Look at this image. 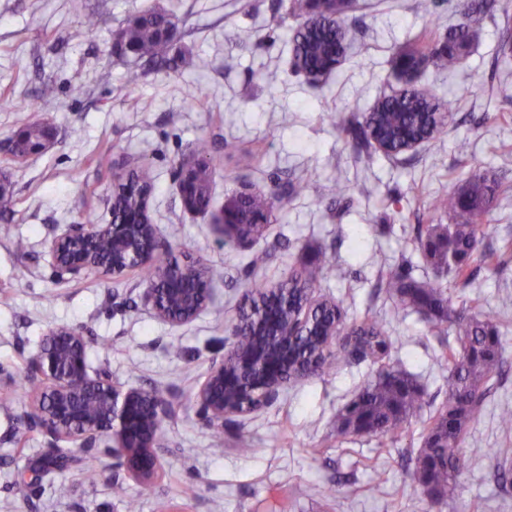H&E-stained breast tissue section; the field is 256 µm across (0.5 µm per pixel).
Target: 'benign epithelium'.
Segmentation results:
<instances>
[{"mask_svg":"<svg viewBox=\"0 0 512 512\" xmlns=\"http://www.w3.org/2000/svg\"><path fill=\"white\" fill-rule=\"evenodd\" d=\"M340 56L319 55L315 61L296 60V67L311 79L329 75ZM195 163L183 160L177 170V189L184 208L199 212L192 198ZM210 224L227 240L240 241L233 212L224 209L211 215ZM169 251L167 240L157 226L139 211L106 224H67L49 242L50 264L59 275L94 273L121 277L154 264L158 255ZM204 269L199 261L186 259L178 273L169 269L148 281L146 301L155 315L171 324L195 319L211 302L212 281L201 283ZM306 301L295 319L287 317L268 324H256V350L246 355L230 344L224 357L211 364L196 394L207 422L224 426V421L242 417L271 403L288 383L305 379L317 368L315 361L288 362L299 329L310 311L321 304L314 289H305ZM342 324L324 333L320 352L329 355L336 346H351ZM39 380L30 414L31 423L54 441L85 448L112 434V447L123 468L141 483H150L161 469L155 440L163 425L165 411L153 391L130 388L120 391L111 380L92 377L88 372L87 342L83 334L66 325L55 326L44 336L30 360Z\"/></svg>","mask_w":512,"mask_h":512,"instance_id":"7a95c632","label":"benign epithelium"}]
</instances>
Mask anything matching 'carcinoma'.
I'll return each mask as SVG.
<instances>
[{"label": "carcinoma", "instance_id": "carcinoma-1", "mask_svg": "<svg viewBox=\"0 0 512 512\" xmlns=\"http://www.w3.org/2000/svg\"><path fill=\"white\" fill-rule=\"evenodd\" d=\"M318 0H289L287 11L292 14L310 16L314 14ZM173 25L170 16L163 10H147L128 17L119 31L116 44L128 48L135 62L161 61L168 69L177 68L176 57L167 55L168 43L162 38V30ZM345 32L341 22L328 15L322 17L321 25L314 33L299 27L293 35L294 52L297 57H309L313 50H340ZM400 59L412 64L421 59L438 69L453 66V50L434 44L427 51L414 50L403 53ZM439 104L421 91H407L385 102L370 112L361 115L359 122L362 134L372 131L385 141L386 155L400 154L403 137H434L443 128V121L435 116ZM44 123L33 122L21 128L22 138L16 143L14 154L21 157L33 140L40 137ZM198 168L203 176L204 188L201 199L210 201L209 182L211 160L206 146L195 149ZM497 191L495 182L486 173L471 169L464 190L458 194L442 197L434 202V208L448 213L452 224L442 227L430 225L427 238L420 247L436 277L417 280L404 267H390L381 273L387 293L397 302V310L423 314L439 329L443 336L442 323L448 321L450 298L438 276L448 275L456 281L469 283L471 263L493 266L497 254L478 249V233L485 216L490 211L491 201ZM230 206L236 208L240 219L248 215H269L272 203L263 193H256L242 203L233 199ZM310 267L305 283H314L316 275L340 277L342 271L335 262L322 253L307 257ZM282 288L288 295H280L281 301L271 304L265 299V285L255 284L249 290L251 304L243 316L251 319L259 314L267 320L294 314L301 308L297 294L299 285L285 282ZM341 314L338 302L325 301L314 312L319 328L325 330L333 323L334 315ZM455 342L441 339L442 351L438 356L441 369L448 373V393L441 406L429 416L421 435V448L414 461L413 479L435 502L446 504L457 496L460 473V448L470 424L481 410L482 398L489 383L502 371V354L488 355L484 349L491 343L500 344L499 328L494 318L484 312L464 309L454 319ZM355 339L368 348L386 350L381 328L374 320L364 319L353 326ZM425 406L424 392L412 374L405 370L385 367L367 381L336 416V433L340 436L395 437L404 432L412 418L422 414Z\"/></svg>", "mask_w": 512, "mask_h": 512}]
</instances>
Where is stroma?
Masks as SVG:
<instances>
[{
    "label": "stroma",
    "instance_id": "35a3bbf8",
    "mask_svg": "<svg viewBox=\"0 0 512 512\" xmlns=\"http://www.w3.org/2000/svg\"><path fill=\"white\" fill-rule=\"evenodd\" d=\"M478 0H351L341 22L348 50L327 78L313 82L292 69V36L301 24L284 0H0V172L12 185L0 214V512H512V480L503 481L497 448H512L498 416L512 408V0L477 10ZM474 6L471 39L455 69H424L415 86L456 109L425 146L364 163L360 113L404 82L397 57L421 37L443 40ZM150 6L171 14L182 55L176 70H146L135 94L125 88L132 58L113 43L132 14ZM96 29L80 34L84 15ZM31 67L17 72L16 58ZM181 85L170 91L171 81ZM52 96H43L45 85ZM50 123L54 143L42 154L6 165L7 139L32 122ZM206 144L212 166V211L241 190L275 196L273 219L258 239L222 242L208 217L185 210L177 192L178 163ZM135 163L152 176L151 216L177 257L218 268L210 306L175 327L145 302L135 278L58 279L47 243L63 224L96 211L108 219L113 177ZM480 167L498 181L491 221L480 249L499 265L474 267L468 285H449L452 311L480 306L500 330L504 374L483 400L462 451L453 502L442 505L412 479L423 430L414 420L396 439L342 438L336 414L379 363L418 377L428 401L441 403L448 378L436 361L437 338L423 314L394 316L381 288L383 267L404 265L431 277L418 237L426 224H445L432 202L462 189ZM344 193H337V181ZM27 247L17 251V240ZM311 249L347 272L318 279L316 297L340 302L343 322L363 314L382 324V361L345 354L336 372L288 385L261 410L216 429L205 423L195 395L212 361L224 355L251 282L274 286L302 269ZM268 253L250 269L252 252ZM56 325L82 329L91 373L121 389L162 392V469L150 494L125 474L109 440L53 450L26 421L29 389L21 385L30 359ZM248 439L250 454L238 451ZM95 484L82 481L87 463ZM378 491H370L372 483ZM124 496H116L114 484Z\"/></svg>",
    "mask_w": 512,
    "mask_h": 512
}]
</instances>
